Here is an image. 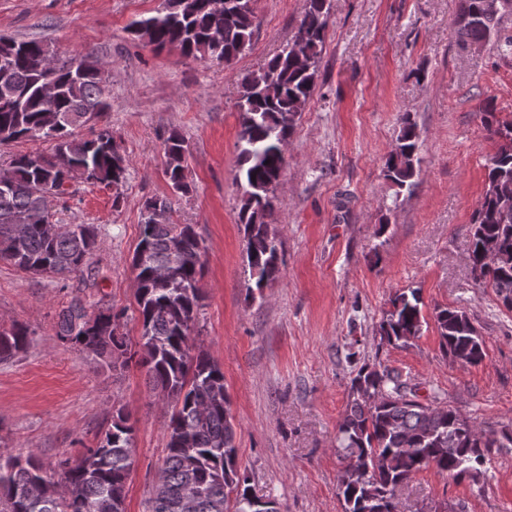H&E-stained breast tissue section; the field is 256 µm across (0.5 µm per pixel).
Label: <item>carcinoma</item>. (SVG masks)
<instances>
[{"label":"carcinoma","instance_id":"obj_1","mask_svg":"<svg viewBox=\"0 0 512 512\" xmlns=\"http://www.w3.org/2000/svg\"><path fill=\"white\" fill-rule=\"evenodd\" d=\"M485 2L463 0L456 19L462 40L481 44L495 31L498 18H479ZM328 13L327 0H308L295 38L304 42L309 63H300L285 46L240 81L237 179L243 193L238 224L246 242V267L259 290L279 273L281 247L269 231L270 218L287 166L284 146L314 91ZM254 22L252 0H163L160 8L133 19L128 29L156 49L175 47L188 57L230 65L250 49ZM47 54L40 42L0 35V89L12 91L0 94V144L28 137L53 143L51 155L18 154L0 170V179L11 183L8 193H0V261L34 275H67L83 271L96 244L95 229L61 224L48 237L43 225L54 217L50 199L65 194L66 183L78 178L117 188L127 168L108 128L91 138L74 136L75 127L100 119L109 108L99 63L81 59L74 67L64 60L48 75L39 66ZM49 76L58 89L52 100L42 93ZM482 119L499 148L486 164V190L472 218L469 263L476 282L512 309V118L498 117L488 105ZM418 150L417 126L406 116L383 169L401 190L415 185ZM187 152L181 136L166 138L165 175L177 194L189 191ZM157 208L169 210L170 202L145 203L133 256L142 319L139 363L152 388L172 404L163 483L154 487L149 512H182L181 492L191 483L199 486L196 512H278L275 502L254 496L247 479L239 476L223 370L203 350L193 353L187 347L203 301L201 240L190 224L151 223L147 212ZM31 211L37 220L14 237L16 218ZM420 304L415 289L398 294L379 325L381 340L405 344L418 336ZM120 318L110 308L91 318L74 300L61 312L57 337L65 346L93 353L103 367H123L133 354ZM434 319L448 355L466 366L482 362L484 341L465 310L439 308ZM28 336L19 325L0 329V359L24 349ZM118 356L122 361L117 365ZM133 433L123 408L115 409L112 426L97 446L58 461L63 495L39 486L44 471L34 453L7 456L0 463V512H103L104 505L109 512H125ZM336 440L342 450L337 482L342 512H400L396 490L419 470L433 464L446 477L475 480L495 451L512 447V426L485 429L450 405L422 403L398 372L363 364L351 378Z\"/></svg>","mask_w":512,"mask_h":512}]
</instances>
